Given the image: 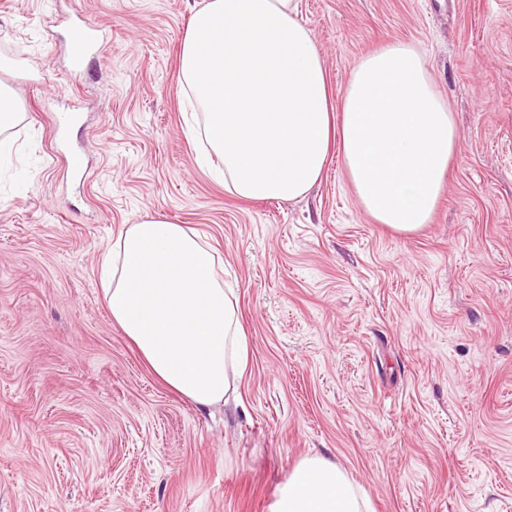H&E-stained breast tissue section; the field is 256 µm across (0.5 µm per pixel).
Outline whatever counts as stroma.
<instances>
[{"instance_id":"obj_1","label":"stroma","mask_w":512,"mask_h":512,"mask_svg":"<svg viewBox=\"0 0 512 512\" xmlns=\"http://www.w3.org/2000/svg\"><path fill=\"white\" fill-rule=\"evenodd\" d=\"M333 88L398 39L460 135L429 224L360 207L339 153L296 200L231 195L186 136L178 85L204 0H0V83L25 114L0 173V512H273L301 459L374 512H512V0H299ZM104 39L88 77L55 10ZM82 99L66 148L53 129ZM153 209L224 265L250 361L194 407L113 325L99 270Z\"/></svg>"}]
</instances>
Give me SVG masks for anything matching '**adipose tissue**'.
I'll return each instance as SVG.
<instances>
[{
  "instance_id": "1",
  "label": "adipose tissue",
  "mask_w": 512,
  "mask_h": 512,
  "mask_svg": "<svg viewBox=\"0 0 512 512\" xmlns=\"http://www.w3.org/2000/svg\"><path fill=\"white\" fill-rule=\"evenodd\" d=\"M299 0H207L180 55L191 103L189 137L239 198L304 196L331 147L375 223L414 233L430 223L457 150L453 114L424 54L390 41L362 57L332 91ZM199 235L145 210L120 233L100 269L113 325L171 390L200 408L224 402L248 360L237 298ZM274 512H369L345 471L302 459Z\"/></svg>"
}]
</instances>
